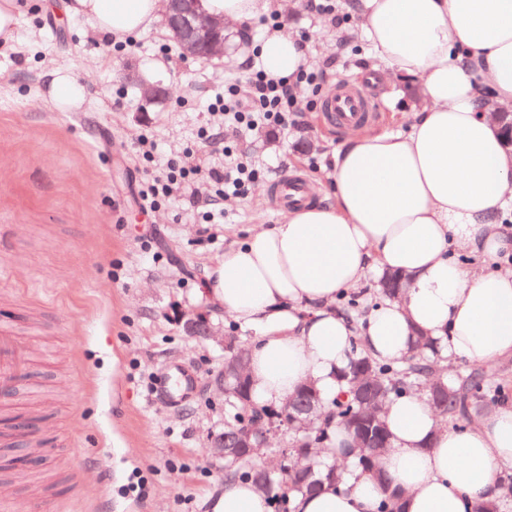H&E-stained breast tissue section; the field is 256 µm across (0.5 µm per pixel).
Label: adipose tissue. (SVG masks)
<instances>
[{
	"label": "adipose tissue",
	"instance_id": "adipose-tissue-1",
	"mask_svg": "<svg viewBox=\"0 0 512 512\" xmlns=\"http://www.w3.org/2000/svg\"><path fill=\"white\" fill-rule=\"evenodd\" d=\"M45 10L89 19L112 42L156 29L159 0H44ZM362 28L386 74L419 80L424 104L409 133L352 131L337 151L333 201L304 204L253 231L210 268L206 291L225 314L254 327L252 397L278 407L299 387L325 403L340 394L353 348L406 356L416 334L442 357L482 364L512 356V149L493 111L512 108V0H360ZM267 75L292 76L308 58L276 29L258 45ZM44 96L72 112L90 86L69 70L47 72ZM401 272L402 298L358 323L336 307L369 274ZM391 442L379 466L399 488L401 512H474L502 497L512 473V401L462 428L438 423L424 394L388 403ZM379 483L351 466L343 484L300 494L294 512H379ZM212 512H269L248 482L225 484Z\"/></svg>",
	"mask_w": 512,
	"mask_h": 512
}]
</instances>
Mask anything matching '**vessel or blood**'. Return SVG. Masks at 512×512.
<instances>
[{
	"mask_svg": "<svg viewBox=\"0 0 512 512\" xmlns=\"http://www.w3.org/2000/svg\"><path fill=\"white\" fill-rule=\"evenodd\" d=\"M320 112L323 120L343 131L361 127L374 118L375 107L361 84L341 80L324 97ZM276 203L287 209L309 200L310 189L301 178H277L273 182ZM32 343L0 324V398H9L23 381L31 363Z\"/></svg>",
	"mask_w": 512,
	"mask_h": 512,
	"instance_id": "1",
	"label": "vessel or blood"
}]
</instances>
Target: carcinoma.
Wrapping results in <instances>:
<instances>
[{"label":"carcinoma","instance_id":"1","mask_svg":"<svg viewBox=\"0 0 512 512\" xmlns=\"http://www.w3.org/2000/svg\"><path fill=\"white\" fill-rule=\"evenodd\" d=\"M431 348L432 342L422 337L408 356L392 363L380 361L361 350L354 351L347 370L340 376L346 388L343 399L334 400L329 418L317 420L312 430H302L287 441L291 458L312 457L316 449L324 447L329 439L328 426L332 419L336 420V426L355 435L362 429L361 422L375 418L374 429L368 431V438L362 441L357 459L359 465L385 484L387 479L378 470L376 459L389 444L382 410L387 401L411 392H422L428 396L439 421L456 425L470 422L481 411L508 399L505 390L495 384L494 373L488 370H462L453 380L441 379L433 360L428 356ZM356 375L377 383L372 402L363 403L356 399L352 383ZM436 382L441 387L439 396L432 389V384ZM275 414L276 411L259 407L252 401L251 381L247 374L226 382L225 433L243 431L255 425L257 418L267 419ZM290 466L292 463L285 461L276 470L269 468L260 461L258 454L249 448H242L224 458V478L227 481L242 479L252 482L259 492L269 498L274 512H291V502L296 494L318 490L325 485H336L348 471V465L344 463L327 464L319 458L312 467H299L289 472L287 468Z\"/></svg>","mask_w":512,"mask_h":512}]
</instances>
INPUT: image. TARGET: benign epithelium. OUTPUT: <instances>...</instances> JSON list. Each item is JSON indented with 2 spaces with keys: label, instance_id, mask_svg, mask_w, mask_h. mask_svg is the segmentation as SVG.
Returning <instances> with one entry per match:
<instances>
[{
  "label": "benign epithelium",
  "instance_id": "1",
  "mask_svg": "<svg viewBox=\"0 0 512 512\" xmlns=\"http://www.w3.org/2000/svg\"><path fill=\"white\" fill-rule=\"evenodd\" d=\"M161 7L171 39L180 46L183 55L198 60H210L224 55L223 18L201 13L198 9V0H161ZM491 117L501 125L506 144L512 148V110H499L491 113ZM179 323L188 336H199L204 340L214 341L222 337L220 328L199 312L182 315ZM314 409L315 404L311 400L291 398L285 403L284 420L280 423L268 422L264 426V434L277 435L293 423L309 418ZM231 447H258L256 431L246 430L237 433L231 444L222 432L209 435V448L213 459L224 458L225 451Z\"/></svg>",
  "mask_w": 512,
  "mask_h": 512
}]
</instances>
